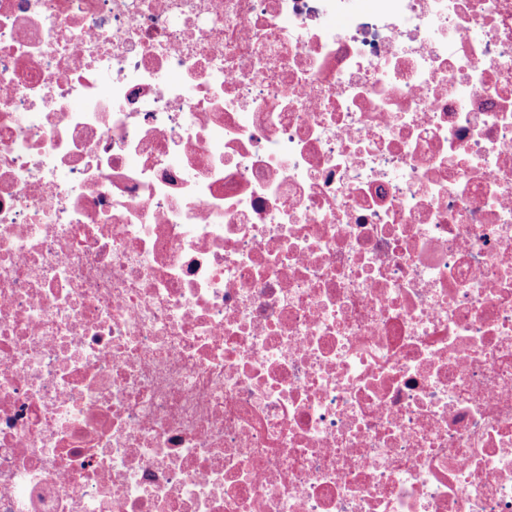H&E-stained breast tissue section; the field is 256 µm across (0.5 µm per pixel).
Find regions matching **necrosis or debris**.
<instances>
[{
  "mask_svg": "<svg viewBox=\"0 0 512 512\" xmlns=\"http://www.w3.org/2000/svg\"><path fill=\"white\" fill-rule=\"evenodd\" d=\"M0 512H512V0H0Z\"/></svg>",
  "mask_w": 512,
  "mask_h": 512,
  "instance_id": "obj_1",
  "label": "necrosis or debris"
}]
</instances>
